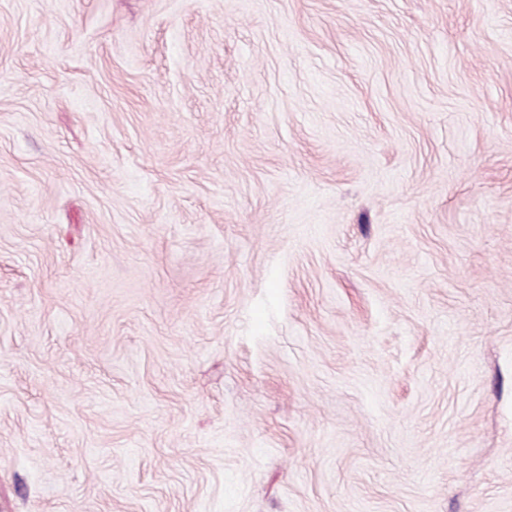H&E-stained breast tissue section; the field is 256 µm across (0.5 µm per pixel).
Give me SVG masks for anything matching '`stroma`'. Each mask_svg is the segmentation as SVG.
Wrapping results in <instances>:
<instances>
[{
    "label": "stroma",
    "instance_id": "1",
    "mask_svg": "<svg viewBox=\"0 0 512 512\" xmlns=\"http://www.w3.org/2000/svg\"><path fill=\"white\" fill-rule=\"evenodd\" d=\"M0 512H512V0H0Z\"/></svg>",
    "mask_w": 512,
    "mask_h": 512
}]
</instances>
